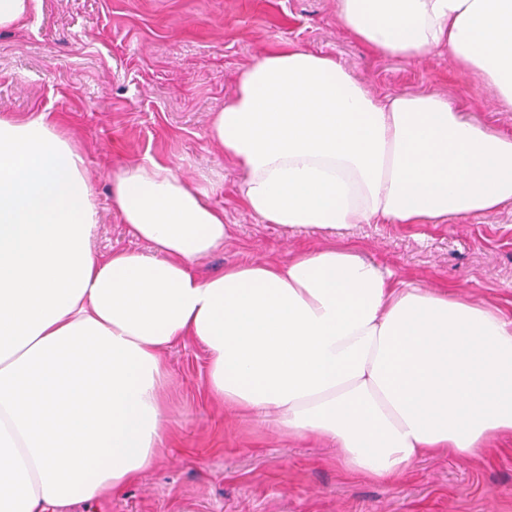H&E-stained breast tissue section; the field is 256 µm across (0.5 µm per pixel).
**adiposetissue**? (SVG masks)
Instances as JSON below:
<instances>
[{"label":"adipose tissue","mask_w":512,"mask_h":512,"mask_svg":"<svg viewBox=\"0 0 512 512\" xmlns=\"http://www.w3.org/2000/svg\"><path fill=\"white\" fill-rule=\"evenodd\" d=\"M367 50L452 62L512 109V0H337ZM245 210L286 230L444 224L512 203V135L436 92L379 97L334 57L261 55L214 113ZM111 205L150 254H100L86 160L60 121L0 115V512H62L134 483L162 441L163 351L196 339L208 389L322 436L342 474L512 435V315L426 289L345 239L298 257L200 260L230 235L211 191L148 158Z\"/></svg>","instance_id":"adipose-tissue-1"}]
</instances>
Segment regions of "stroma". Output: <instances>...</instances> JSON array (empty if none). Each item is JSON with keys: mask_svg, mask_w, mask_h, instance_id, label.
I'll list each match as a JSON object with an SVG mask.
<instances>
[{"mask_svg": "<svg viewBox=\"0 0 512 512\" xmlns=\"http://www.w3.org/2000/svg\"><path fill=\"white\" fill-rule=\"evenodd\" d=\"M292 43L329 54L378 96L429 91L512 133V112L457 69L447 51L422 60L369 53L340 26L336 0H38L0 31V114H65L84 152L99 212L93 248L145 251L110 199L121 162L155 158L219 184L212 202L232 234L202 273L321 248L337 235L261 223L237 199L239 169L210 137L215 112L262 53ZM362 256L423 287L456 286L512 314V205L445 224H361ZM160 390L166 436L137 483L68 512H512V436L472 453L414 461L391 482L337 473L338 449L288 437L272 421L218 405L192 338L168 349Z\"/></svg>", "mask_w": 512, "mask_h": 512, "instance_id": "stroma-1", "label": "stroma"}]
</instances>
